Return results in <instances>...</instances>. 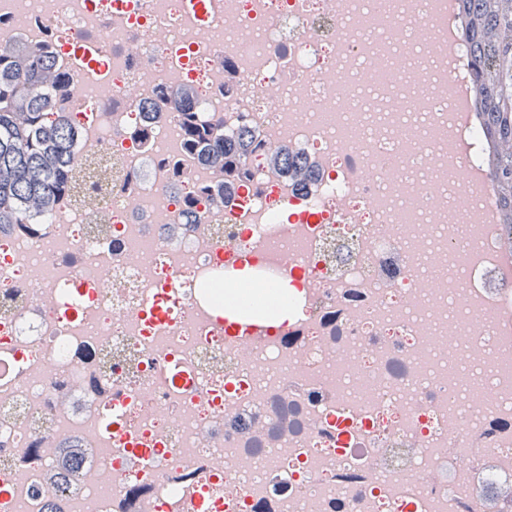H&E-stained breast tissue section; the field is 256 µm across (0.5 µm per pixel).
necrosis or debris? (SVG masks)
Here are the masks:
<instances>
[{"mask_svg": "<svg viewBox=\"0 0 512 512\" xmlns=\"http://www.w3.org/2000/svg\"><path fill=\"white\" fill-rule=\"evenodd\" d=\"M377 3L224 0L202 20L184 0H0V40L48 47L75 76L74 151L112 163L92 208L66 194L0 234V512H197L201 498L209 512H512L499 241L481 234L465 289L426 288L433 264L455 261L448 210L461 199L441 186L438 209L398 221L441 166L484 164L485 141L428 88L407 112L393 84L356 93L355 21ZM83 44L100 45L98 67L77 57ZM183 86L197 123L258 136L221 208L223 171L197 160L177 115L145 113ZM338 86L355 91L342 109ZM335 108L358 141L322 123ZM403 129L427 162H396ZM445 138L462 154H435ZM282 144L313 163L307 189L267 164ZM359 148L363 177L347 166ZM242 254L298 319L225 334L213 289ZM76 280L91 292L72 313ZM172 362L190 384L170 380ZM67 436L97 455L83 484L51 490L52 441Z\"/></svg>", "mask_w": 512, "mask_h": 512, "instance_id": "1", "label": "necrosis or debris"}]
</instances>
